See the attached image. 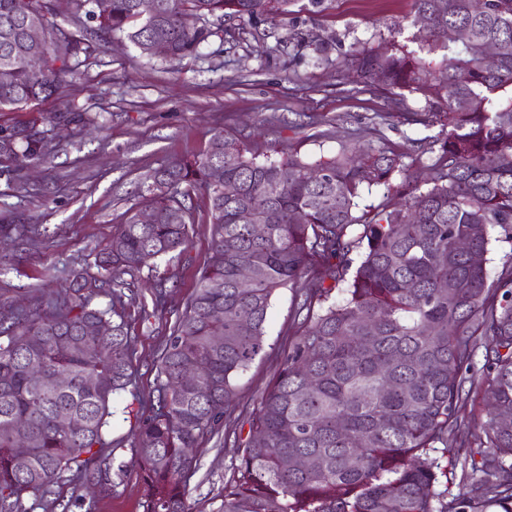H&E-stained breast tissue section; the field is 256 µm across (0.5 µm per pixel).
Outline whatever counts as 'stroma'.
I'll return each mask as SVG.
<instances>
[{
  "label": "stroma",
  "instance_id": "obj_1",
  "mask_svg": "<svg viewBox=\"0 0 512 512\" xmlns=\"http://www.w3.org/2000/svg\"><path fill=\"white\" fill-rule=\"evenodd\" d=\"M412 13V0H323L316 9L309 0H295L293 14L277 28H248L232 37V21L221 22V34L176 63L143 55L123 37L102 38L94 55L73 60L69 91L0 112V128H36L50 149L46 161L23 169L13 155L0 152V223L35 228L21 240L0 238V263L7 266L0 273V304L33 308L53 300L72 270L89 267L115 226L143 209L138 187L145 177L173 158L202 154L218 132L272 158L293 151L316 160L386 146L423 172L433 159L428 142L440 137L442 118L388 126L382 119L391 109L387 96L366 90L354 72L337 85L333 64L317 61L312 46L316 40L346 49L375 46ZM280 40L288 41L287 51L276 50ZM210 245V225L197 224L182 255L159 261L157 273L169 287L165 314L145 318L134 300L124 307L133 340L132 389L140 401L154 389L161 349L194 291ZM294 303L291 289L275 294L264 353L235 379L223 430L194 448L189 512H217L237 442L248 438V419L291 339ZM135 424L120 411L112 418L114 462L123 468L112 492L66 480L54 485L56 498L71 503V512H143L144 485L129 441Z\"/></svg>",
  "mask_w": 512,
  "mask_h": 512
}]
</instances>
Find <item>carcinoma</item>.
I'll return each instance as SVG.
<instances>
[{"mask_svg": "<svg viewBox=\"0 0 512 512\" xmlns=\"http://www.w3.org/2000/svg\"><path fill=\"white\" fill-rule=\"evenodd\" d=\"M78 33L51 23L49 0H0V112L50 98L67 86L70 61L90 56L99 38L123 33L146 52L154 39L167 58L193 55L217 31L210 19L275 26L293 0H71ZM44 19L42 41L22 39L25 16ZM407 43L353 46L340 64L392 95L389 118L420 120L405 93L445 108L447 132L424 185L390 148L343 152L309 163L300 156L258 160L237 139L216 133L199 156L171 160L141 184L154 222L132 215L93 256L91 273L72 272L67 296L48 310L0 312V512H21L23 493L50 498L65 474L76 485L112 491V402L133 382L132 340L121 309L132 277L181 255L196 223L191 191L205 193L211 253L162 349L149 403L130 441L144 487V512H188L184 452L210 438L231 414L233 380L265 349L271 299L300 292L297 331L238 444L218 512H512V255L488 283L492 242H512V0H413ZM414 48H409L408 44ZM498 48L489 66L484 49ZM44 68L30 69L28 55ZM0 150L43 160L36 132L0 130ZM224 181L237 193L211 182ZM401 189L358 211L364 186ZM263 224L258 235L243 221ZM248 267L243 280L239 269ZM344 293L336 302L334 291ZM110 298L94 306V297ZM153 310L167 307L155 281ZM482 343V370L471 367ZM38 369L35 378L32 369ZM484 391L493 412L477 429L459 410L465 384ZM72 417L70 432L55 428ZM31 453L18 469L19 441ZM475 444L480 460L448 495V466L430 453L448 442ZM308 457L317 466L293 469Z\"/></svg>", "mask_w": 512, "mask_h": 512, "instance_id": "cac0c4a2", "label": "carcinoma"}]
</instances>
